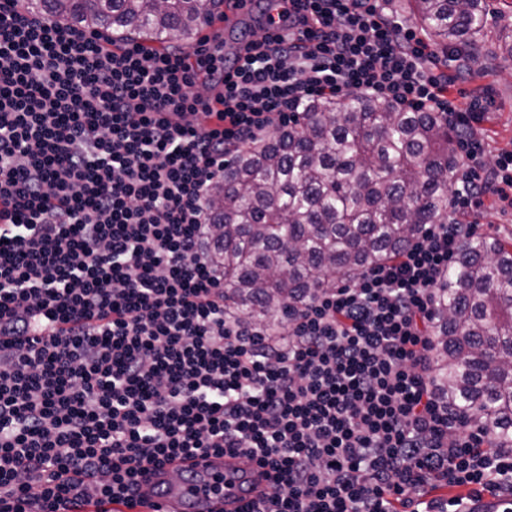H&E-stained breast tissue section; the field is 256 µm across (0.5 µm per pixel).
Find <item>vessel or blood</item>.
I'll return each instance as SVG.
<instances>
[{
  "label": "vessel or blood",
  "instance_id": "1",
  "mask_svg": "<svg viewBox=\"0 0 512 512\" xmlns=\"http://www.w3.org/2000/svg\"><path fill=\"white\" fill-rule=\"evenodd\" d=\"M268 482L261 468L243 457L177 460L141 481L132 503L113 512H242L258 501Z\"/></svg>",
  "mask_w": 512,
  "mask_h": 512
}]
</instances>
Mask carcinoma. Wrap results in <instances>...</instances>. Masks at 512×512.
<instances>
[{"instance_id":"obj_1","label":"carcinoma","mask_w":512,"mask_h":512,"mask_svg":"<svg viewBox=\"0 0 512 512\" xmlns=\"http://www.w3.org/2000/svg\"><path fill=\"white\" fill-rule=\"evenodd\" d=\"M224 0H27L26 6L112 40L190 46ZM431 41L472 62L512 60L492 32L488 0H408ZM452 133L432 112L352 96L319 99L288 127L233 154L209 203L223 232L208 257L224 272V304L273 327L318 289L334 288L448 218ZM431 368L441 398L512 443V242L479 236L460 248L436 292Z\"/></svg>"}]
</instances>
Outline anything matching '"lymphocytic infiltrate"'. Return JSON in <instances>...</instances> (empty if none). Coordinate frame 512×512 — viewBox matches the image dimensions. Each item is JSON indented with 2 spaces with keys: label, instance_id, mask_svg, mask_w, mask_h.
<instances>
[{
  "label": "lymphocytic infiltrate",
  "instance_id": "obj_1",
  "mask_svg": "<svg viewBox=\"0 0 512 512\" xmlns=\"http://www.w3.org/2000/svg\"><path fill=\"white\" fill-rule=\"evenodd\" d=\"M459 58L380 0H302L287 33L199 70L0 0V512H111L153 466L227 451L271 469L255 512L511 500L512 445L431 372L435 291L474 231L458 217L489 197L512 209V151L484 146L492 95L463 103L461 70H440ZM351 94L447 123V223L281 332L227 316L206 256L225 156Z\"/></svg>",
  "mask_w": 512,
  "mask_h": 512
}]
</instances>
